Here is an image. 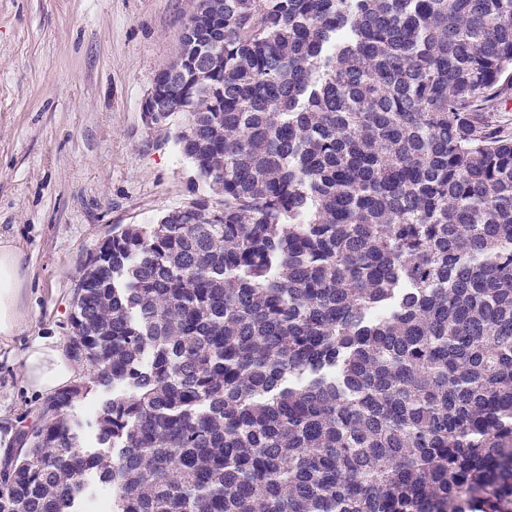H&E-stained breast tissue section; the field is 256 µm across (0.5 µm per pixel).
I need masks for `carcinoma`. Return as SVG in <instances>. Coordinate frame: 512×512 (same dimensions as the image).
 I'll list each match as a JSON object with an SVG mask.
<instances>
[{"label": "carcinoma", "instance_id": "1", "mask_svg": "<svg viewBox=\"0 0 512 512\" xmlns=\"http://www.w3.org/2000/svg\"><path fill=\"white\" fill-rule=\"evenodd\" d=\"M154 80L217 192L112 231L0 512H512V0H224ZM109 398H112V387L94 386L86 398L77 401L69 411L81 420L82 428L79 432L77 447L84 453L107 451V448H102L98 441L96 418L100 403Z\"/></svg>", "mask_w": 512, "mask_h": 512}]
</instances>
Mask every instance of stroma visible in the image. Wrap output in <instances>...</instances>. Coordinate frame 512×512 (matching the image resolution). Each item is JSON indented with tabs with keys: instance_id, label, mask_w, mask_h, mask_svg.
Listing matches in <instances>:
<instances>
[{
	"instance_id": "obj_1",
	"label": "stroma",
	"mask_w": 512,
	"mask_h": 512,
	"mask_svg": "<svg viewBox=\"0 0 512 512\" xmlns=\"http://www.w3.org/2000/svg\"><path fill=\"white\" fill-rule=\"evenodd\" d=\"M199 0H0V239L28 269L22 330L0 343V458L44 401L9 354L37 336L67 347L73 290L115 225L151 224L211 190L175 135L141 103L179 51ZM96 386L72 409L85 453L101 452Z\"/></svg>"
}]
</instances>
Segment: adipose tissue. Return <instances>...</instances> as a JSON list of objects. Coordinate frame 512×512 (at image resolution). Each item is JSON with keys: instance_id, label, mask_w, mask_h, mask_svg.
<instances>
[{"instance_id": "1", "label": "adipose tissue", "mask_w": 512, "mask_h": 512, "mask_svg": "<svg viewBox=\"0 0 512 512\" xmlns=\"http://www.w3.org/2000/svg\"><path fill=\"white\" fill-rule=\"evenodd\" d=\"M26 277L20 251L0 241V336L12 337L21 328L19 303ZM19 361L24 383L41 393L54 392L73 376L55 339L48 336L34 337Z\"/></svg>"}]
</instances>
